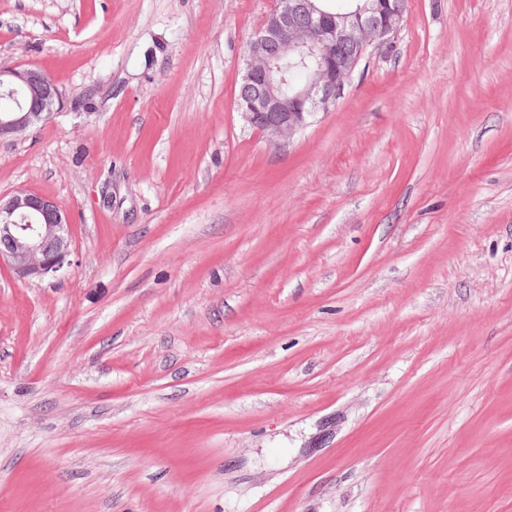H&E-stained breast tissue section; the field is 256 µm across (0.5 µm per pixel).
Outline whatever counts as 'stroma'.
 <instances>
[{"mask_svg": "<svg viewBox=\"0 0 512 512\" xmlns=\"http://www.w3.org/2000/svg\"><path fill=\"white\" fill-rule=\"evenodd\" d=\"M272 0H0L66 103L0 195V512H512V0H409L330 111L234 108ZM68 224L67 215L47 196L26 189L0 196V262L7 261L21 282L60 271L71 253Z\"/></svg>", "mask_w": 512, "mask_h": 512, "instance_id": "35a3bbf8", "label": "stroma"}]
</instances>
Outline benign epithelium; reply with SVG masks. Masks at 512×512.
<instances>
[{
	"label": "benign epithelium",
	"instance_id": "1",
	"mask_svg": "<svg viewBox=\"0 0 512 512\" xmlns=\"http://www.w3.org/2000/svg\"><path fill=\"white\" fill-rule=\"evenodd\" d=\"M321 0H276L244 49L245 72L235 94L242 120L269 141L289 139L328 112L372 49L391 44L407 21L408 0H359L329 12ZM302 62L306 81L286 95L285 64ZM0 95L16 106L0 113V141L45 123L63 104L58 85L39 69L0 68ZM68 218L57 203L21 189L0 196V261L21 282L60 271L70 255Z\"/></svg>",
	"mask_w": 512,
	"mask_h": 512
}]
</instances>
